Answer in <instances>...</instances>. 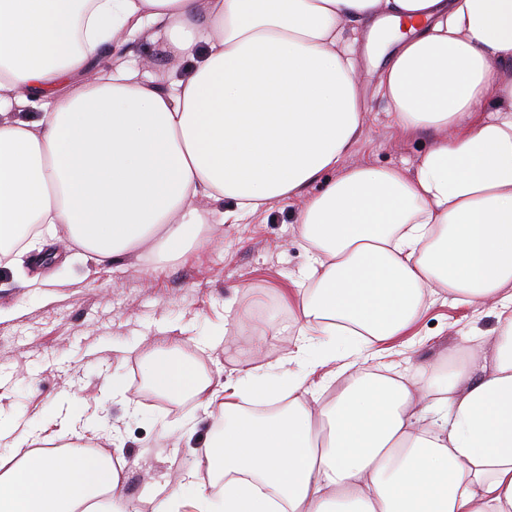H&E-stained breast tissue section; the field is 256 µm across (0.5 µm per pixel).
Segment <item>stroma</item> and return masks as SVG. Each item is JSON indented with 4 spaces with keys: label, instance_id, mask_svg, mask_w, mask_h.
Masks as SVG:
<instances>
[{
    "label": "stroma",
    "instance_id": "obj_1",
    "mask_svg": "<svg viewBox=\"0 0 512 512\" xmlns=\"http://www.w3.org/2000/svg\"><path fill=\"white\" fill-rule=\"evenodd\" d=\"M366 102L363 132L344 167L365 160L413 167L430 137H402L378 91V56L369 30L348 31ZM301 200L276 203L234 224H215L185 257L157 259L144 274L135 259L111 270L54 258L31 267L14 254L0 267V419L56 428L63 399L77 407L85 442L126 463L125 492L141 512L159 488H180L196 464L212 420L191 396L158 395L143 373L149 353L174 355L212 376L238 377L248 364L286 354L288 336L258 341L265 321H286L280 302L307 269L296 224ZM235 297L232 315L224 300ZM497 311L436 301L413 329L408 346L385 353L395 371L443 359L462 336L492 337Z\"/></svg>",
    "mask_w": 512,
    "mask_h": 512
}]
</instances>
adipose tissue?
I'll return each instance as SVG.
<instances>
[{"label":"adipose tissue","instance_id":"ef3b65f1","mask_svg":"<svg viewBox=\"0 0 512 512\" xmlns=\"http://www.w3.org/2000/svg\"><path fill=\"white\" fill-rule=\"evenodd\" d=\"M351 24L407 27L379 89L401 133L433 138L414 169L340 166L366 110ZM147 31L184 75L154 85L122 61L90 74ZM66 78L74 89L57 93ZM329 172L296 216L315 287L281 295L304 370L273 385L262 365L220 380L144 360L157 391L212 409L185 478L204 470L223 488L196 512H512V0H0V254L48 238L148 273L204 225L295 200ZM441 292L495 303L494 339L369 369ZM57 425L15 439L0 426L14 447L0 512H132L125 472L84 449L71 403Z\"/></svg>","mask_w":512,"mask_h":512}]
</instances>
